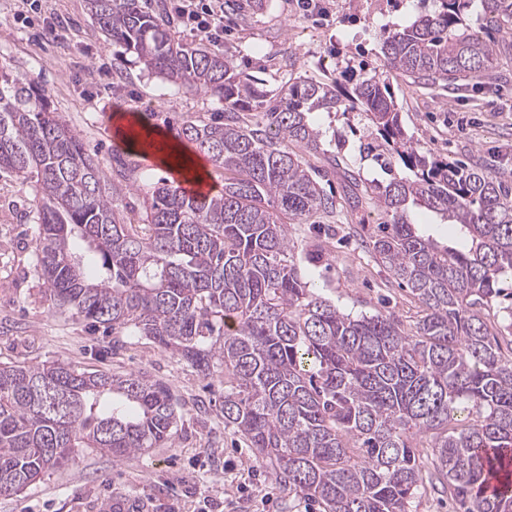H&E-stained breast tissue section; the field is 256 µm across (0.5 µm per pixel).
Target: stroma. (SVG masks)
<instances>
[{
	"label": "stroma",
	"instance_id": "obj_1",
	"mask_svg": "<svg viewBox=\"0 0 512 512\" xmlns=\"http://www.w3.org/2000/svg\"><path fill=\"white\" fill-rule=\"evenodd\" d=\"M43 3V12L32 13L23 0H0V69L43 89L95 159L112 156L113 113H139L169 137L184 120L219 119L224 106L216 99L178 89L148 74L134 56L117 55L90 19L86 0ZM440 8V0H320L315 11L297 0H263L256 7L224 0V48L234 66L272 88L301 75L323 81L347 68L358 76L383 67L382 26H402L418 12ZM466 23L495 43L500 64L491 76L436 95L392 72L387 79L406 131L421 146L445 159L511 170L512 33L487 27L482 0H473ZM316 124L345 142L339 168L324 183L337 211L289 225L297 262L315 292L343 312L391 313L413 327L420 303L366 247L384 214L367 200L356 208L347 202L348 175L388 179L361 146L367 122L355 112L320 113ZM167 174L162 165L142 164L114 177V195L141 212L145 184ZM34 197L31 181L0 176V362L144 372L170 387L180 420L171 447L121 460L83 453L24 493L0 496V512H321L289 495L273 467L256 461L243 436L225 426L220 377H202L146 337L93 331L49 306L27 221ZM421 459L425 484L410 512H464L435 475L430 449H422Z\"/></svg>",
	"mask_w": 512,
	"mask_h": 512
}]
</instances>
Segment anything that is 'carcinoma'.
<instances>
[{
	"mask_svg": "<svg viewBox=\"0 0 512 512\" xmlns=\"http://www.w3.org/2000/svg\"><path fill=\"white\" fill-rule=\"evenodd\" d=\"M482 2L497 27L512 21V0ZM470 4L442 0L437 13L381 29L383 67L442 89L492 70L494 45L464 23ZM87 5L146 70L224 104V121L186 120L177 138L229 177L210 198L161 179L138 221L127 220L62 113L1 72L0 173L34 180L35 269L51 307L131 329L205 377L224 374V425L323 512H409L423 482L418 438L466 512H512V493L486 491L512 461V337L500 340L483 314L512 280V172L415 143L379 71L269 90L221 48L173 37L166 14L142 0ZM357 111L369 121L364 150L390 172L365 185L390 216L371 252L421 304L411 333L391 315L354 317L315 293L288 238L287 222L336 211L306 160L321 151L314 115ZM149 138L138 125L112 152V171L138 165ZM412 208L459 226L462 246L417 235ZM179 419L169 387L145 373L0 363V496L80 451L123 459L163 448Z\"/></svg>",
	"mask_w": 512,
	"mask_h": 512,
	"instance_id": "1",
	"label": "carcinoma"
}]
</instances>
